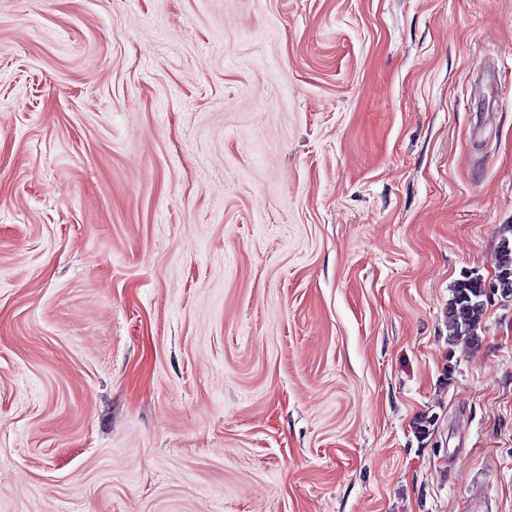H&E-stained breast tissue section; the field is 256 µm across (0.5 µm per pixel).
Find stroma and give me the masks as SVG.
I'll use <instances>...</instances> for the list:
<instances>
[{
    "label": "stroma",
    "instance_id": "obj_1",
    "mask_svg": "<svg viewBox=\"0 0 512 512\" xmlns=\"http://www.w3.org/2000/svg\"><path fill=\"white\" fill-rule=\"evenodd\" d=\"M507 224L512 0H0V512H512ZM510 234V237L507 235ZM501 241L498 247V250L494 256V265L495 267L507 269L512 274V225L505 226L503 229V233L500 235ZM496 268L494 269L490 280L487 283V291L486 295H495L499 294L500 285H506L508 282L507 274H499L497 273ZM484 296L485 283L479 275L456 283L447 308L448 341L478 345L480 339L477 331L484 315V306H480V302Z\"/></svg>",
    "mask_w": 512,
    "mask_h": 512
}]
</instances>
